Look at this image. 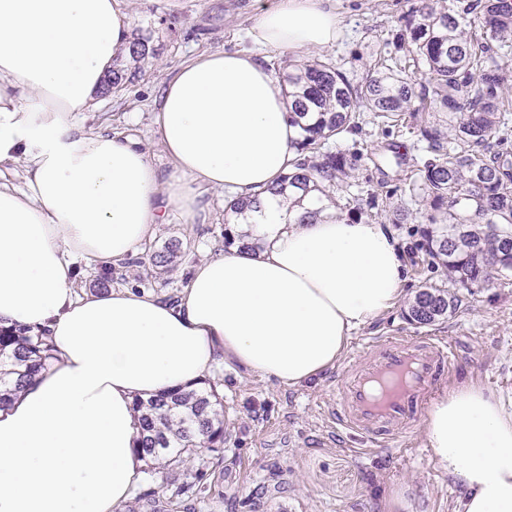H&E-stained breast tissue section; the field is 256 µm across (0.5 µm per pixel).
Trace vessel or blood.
Wrapping results in <instances>:
<instances>
[{
  "label": "vessel or blood",
  "mask_w": 512,
  "mask_h": 512,
  "mask_svg": "<svg viewBox=\"0 0 512 512\" xmlns=\"http://www.w3.org/2000/svg\"><path fill=\"white\" fill-rule=\"evenodd\" d=\"M452 350L434 336H385L365 345L339 380L329 419L369 448H398L431 405Z\"/></svg>",
  "instance_id": "obj_1"
}]
</instances>
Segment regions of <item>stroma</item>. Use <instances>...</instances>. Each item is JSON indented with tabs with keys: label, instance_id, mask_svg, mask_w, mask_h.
Here are the masks:
<instances>
[{
	"label": "stroma",
	"instance_id": "1",
	"mask_svg": "<svg viewBox=\"0 0 512 512\" xmlns=\"http://www.w3.org/2000/svg\"><path fill=\"white\" fill-rule=\"evenodd\" d=\"M276 0H123L130 32L149 40V54L136 64L137 76L121 90L96 95L84 125L124 133L141 141L161 173L170 166L155 134L153 112L165 81L184 62L200 54L251 47L248 32L262 9ZM342 37L332 47L291 57L270 50L276 71L287 63L332 60L348 77H366L379 43L387 38L406 0H337ZM405 142L407 152L395 158L391 148ZM336 146L361 155L357 176L364 189L390 207L410 206L405 183L432 154L413 129L364 125L347 133ZM211 212L203 224L183 223L170 213L145 243L143 254L160 250L171 237L184 242L174 271L156 278L138 266L105 267L82 263L78 294H88L103 276L113 287H139L160 297L178 294L191 268L224 245V195L211 193ZM421 224H395L391 230L402 250L407 281L397 305L357 328L345 358L380 336H438L456 351L446 382L470 380L512 405V280L490 288L455 287L457 309L432 325L406 319L409 302L423 284L446 287L440 270L431 268L419 248ZM224 398L223 460L210 471L202 512H275L288 499L293 512H389L402 500L407 512H454L461 490L432 457L423 426H415L408 449L360 451L358 439L333 429L326 404L336 386V371L305 385L288 388L233 364H217L210 376Z\"/></svg>",
	"mask_w": 512,
	"mask_h": 512
}]
</instances>
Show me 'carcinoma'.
Returning <instances> with one entry per match:
<instances>
[{"instance_id": "obj_1", "label": "carcinoma", "mask_w": 512, "mask_h": 512, "mask_svg": "<svg viewBox=\"0 0 512 512\" xmlns=\"http://www.w3.org/2000/svg\"><path fill=\"white\" fill-rule=\"evenodd\" d=\"M512 0H412L384 41L380 66L353 82L335 64L308 61L284 78L291 122L300 129V158L272 194L301 206L328 201L336 216L358 223L377 197L363 198L353 182L361 154L336 151L331 141L362 131L365 118L383 125L409 116L433 159L408 185L419 199L420 248L448 282L488 288L512 272ZM423 70L416 91L407 68ZM257 198L233 199L224 207L240 217L259 211ZM254 251L259 243L224 229V245ZM182 241L172 238L147 257L159 274L176 266ZM457 296L426 285L406 317L431 325L457 307ZM55 359L47 330L0 326V404L9 402ZM140 423L136 453L171 476L169 494L149 488L138 499L163 512H198L207 491L210 453L224 447L223 397L209 380L189 391H173L134 404ZM196 467L191 468L189 464Z\"/></svg>"}]
</instances>
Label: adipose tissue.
Listing matches in <instances>:
<instances>
[{
    "instance_id": "obj_1",
    "label": "adipose tissue",
    "mask_w": 512,
    "mask_h": 512,
    "mask_svg": "<svg viewBox=\"0 0 512 512\" xmlns=\"http://www.w3.org/2000/svg\"><path fill=\"white\" fill-rule=\"evenodd\" d=\"M121 0H0V326L47 330L56 361L0 408V512H115L141 478L135 398L206 378L216 359L290 388L335 366L352 330L403 295L388 226L331 211L303 219L272 187L297 158L279 75L248 49L200 54L154 112L170 164L139 140L82 124L113 59L129 55ZM341 35L331 0H278L249 36L283 54ZM260 197L258 253L216 251L176 302L141 288L79 296L77 265L137 255L171 211L206 191ZM428 448L463 494L457 512H512V411L470 381L424 419Z\"/></svg>"
}]
</instances>
